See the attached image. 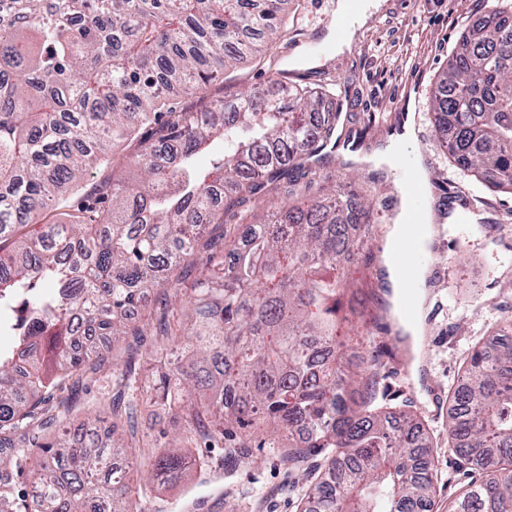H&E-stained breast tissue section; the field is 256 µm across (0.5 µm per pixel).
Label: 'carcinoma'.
Here are the masks:
<instances>
[{"label": "carcinoma", "instance_id": "1", "mask_svg": "<svg viewBox=\"0 0 512 512\" xmlns=\"http://www.w3.org/2000/svg\"><path fill=\"white\" fill-rule=\"evenodd\" d=\"M290 0H0V309L14 312L0 347V512H149L140 480H178L189 448H222L268 421L310 436L281 449L306 488L298 512H432L438 476L418 413L393 410L381 362L389 285L347 278L344 252L380 230L357 192L331 189L272 207L247 240L202 257L201 229L246 198L336 150L329 90L285 86L241 93L229 110L176 106L175 88L200 89L274 39ZM435 129L456 165L512 191V2L466 25L431 96ZM136 140L141 180L82 182ZM216 141L214 177L195 156ZM77 202L58 221L51 203ZM40 222L35 234L23 226ZM200 266L199 287L178 270ZM173 308L159 322L174 357L140 388L118 384L184 421L176 448L149 455L103 427L107 444L72 448L69 391L118 350L150 292ZM511 327L473 350L452 394L448 436L458 469L475 466L451 512H512Z\"/></svg>", "mask_w": 512, "mask_h": 512}]
</instances>
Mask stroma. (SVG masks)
Wrapping results in <instances>:
<instances>
[{
  "label": "stroma",
  "mask_w": 512,
  "mask_h": 512,
  "mask_svg": "<svg viewBox=\"0 0 512 512\" xmlns=\"http://www.w3.org/2000/svg\"><path fill=\"white\" fill-rule=\"evenodd\" d=\"M501 0H386L367 21L350 49L323 53L315 67H292L307 42L334 26L338 0H294L273 47L234 64L203 88L186 91L179 102L199 98L233 105L237 95L256 88L276 91L275 74L292 70L294 83L328 88L339 114L333 162L315 171L310 193L320 187L353 185L371 195L380 223L399 197L398 168L369 181L371 165L363 148L385 142L412 117L411 148L426 159L436 199L453 212H467L465 224H447L431 259L446 276V286L430 299L435 313L429 362L400 373L394 382L401 400L420 413L433 446V465L443 477L456 468L448 443V392L461 375V361L498 324L512 320V193L486 186L457 169L430 123V93L459 44L463 21L476 22ZM269 426L250 442L254 464L230 467L220 448L204 449L210 467L190 470L179 482L153 484L147 494L155 512H294L299 494L295 477L272 448L262 446Z\"/></svg>",
  "instance_id": "stroma-1"
}]
</instances>
